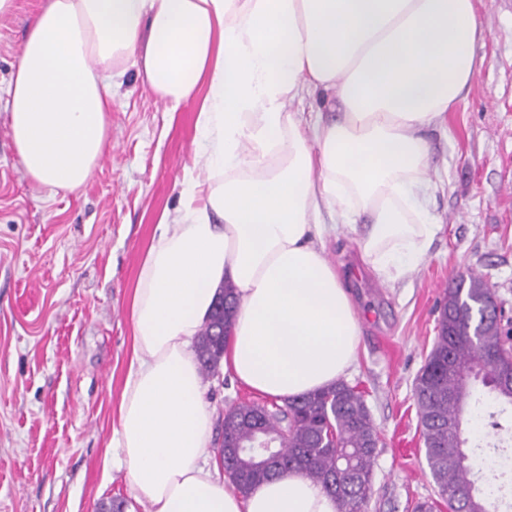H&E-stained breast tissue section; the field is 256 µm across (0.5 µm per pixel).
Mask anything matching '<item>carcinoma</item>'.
Instances as JSON below:
<instances>
[{
    "mask_svg": "<svg viewBox=\"0 0 512 512\" xmlns=\"http://www.w3.org/2000/svg\"><path fill=\"white\" fill-rule=\"evenodd\" d=\"M224 308L211 314L196 344L202 379L214 375L237 314V295L227 282L220 290ZM492 289L481 275L459 276L445 289L438 335L414 383L417 415L430 476L453 512H489L487 495L475 488L473 471L458 432L461 409L454 395H470L466 376L481 366V383L499 401L512 404V387L493 377L490 358L512 349V330L486 314ZM221 436L226 443L224 474L245 494L281 474L297 471L337 501L338 512H367L373 495V465L379 434L358 386L345 381L285 405L265 408L239 402L228 408ZM257 437L271 441L274 454L254 448L241 456L237 447Z\"/></svg>",
    "mask_w": 512,
    "mask_h": 512,
    "instance_id": "1",
    "label": "carcinoma"
}]
</instances>
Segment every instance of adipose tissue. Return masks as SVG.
Listing matches in <instances>:
<instances>
[{"label": "adipose tissue", "instance_id": "obj_1", "mask_svg": "<svg viewBox=\"0 0 512 512\" xmlns=\"http://www.w3.org/2000/svg\"><path fill=\"white\" fill-rule=\"evenodd\" d=\"M474 0H44L9 84L30 181L83 187L106 147L114 88L135 70L167 111L198 101V149L163 212L131 302L113 447L144 512H337L301 474L239 493L219 475L195 342L220 286L238 311L224 369L284 401L340 381L361 336L327 228L368 219L358 247L396 283L427 256L428 128L481 65ZM330 95L334 120L307 121Z\"/></svg>", "mask_w": 512, "mask_h": 512}]
</instances>
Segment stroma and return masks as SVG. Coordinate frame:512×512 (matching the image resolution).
<instances>
[{"label": "stroma", "instance_id": "35a3bbf8", "mask_svg": "<svg viewBox=\"0 0 512 512\" xmlns=\"http://www.w3.org/2000/svg\"><path fill=\"white\" fill-rule=\"evenodd\" d=\"M43 0H14L0 15V512H97L133 505L127 473L103 471L128 371L130 306L142 258L163 211L179 205L193 161L196 103L167 112L127 71L105 152L78 192L48 195L17 161L7 86ZM483 65L444 124L427 136L441 229L426 262L396 284L356 266L358 232L326 233L327 259L348 271L361 336L347 381L359 386L379 432L368 512H413L440 500L418 427L414 379L436 335L444 291L478 273L512 317V0H475ZM217 412L263 396L217 373L206 381ZM464 409L475 485L512 478L481 466L478 444L499 405L481 383Z\"/></svg>", "mask_w": 512, "mask_h": 512}]
</instances>
